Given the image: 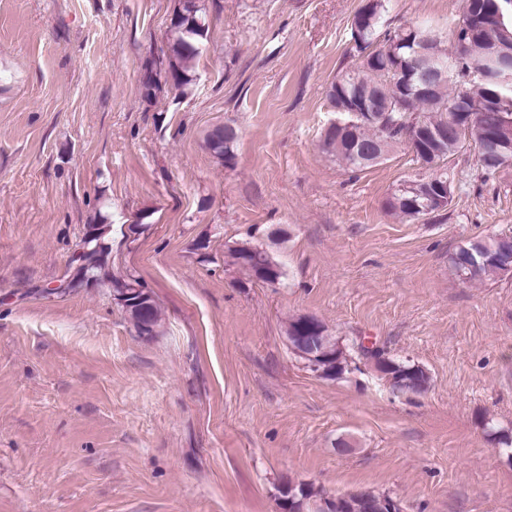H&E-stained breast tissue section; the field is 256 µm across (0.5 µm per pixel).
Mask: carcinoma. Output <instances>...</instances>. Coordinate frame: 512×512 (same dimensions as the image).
Here are the masks:
<instances>
[{
  "label": "carcinoma",
  "instance_id": "obj_1",
  "mask_svg": "<svg viewBox=\"0 0 512 512\" xmlns=\"http://www.w3.org/2000/svg\"><path fill=\"white\" fill-rule=\"evenodd\" d=\"M386 12V0H365L355 13L353 20L358 23V33L351 34L356 42L357 51L362 53L359 62L339 72L330 83L328 100L336 109V121L322 133L323 150L336 163L352 172L362 171L383 161L382 154L404 143L405 130L415 120L427 128H440L448 125V113L441 110L440 103L461 102L472 107L481 105L488 97H494L492 106L477 112V127L481 131L498 133L512 147V62L488 59L484 55L485 42L498 37L494 29L485 32L484 39L469 42L466 55L448 53L445 37L435 29L408 24L394 30L381 31L383 16ZM202 9L196 0H185L179 22L169 27V48L167 55L166 80L176 90H182L192 81L191 71L200 54V44L206 37L207 28L202 24ZM429 40V55L436 63L446 65L451 74L461 69L481 68L483 78L477 81V87L466 95L461 94L457 80H450L436 86L429 96L414 92L418 79L423 75L424 67L411 65L416 47L423 40ZM375 93L380 107V119L374 123H361L350 117L347 112L338 111L339 105L356 100L366 91ZM237 130L229 133L217 127L207 134V143L214 155L221 161L230 163L235 158ZM432 150L439 152L437 158L444 162L448 158L461 154L458 137L450 135L446 140L436 143ZM384 208L391 214L408 222H419L425 213L417 209L412 194L396 186L387 196ZM93 236L77 244L76 257L70 259L67 275L57 293L76 291L75 282L86 277L100 284L108 282L117 298L125 291L139 286L135 279L112 277V244L109 238L110 225L105 221L89 225ZM512 237L495 235L470 241L460 247L450 257L456 273L464 281L485 283L505 275L504 268L496 260V255ZM255 244L248 240L236 242L227 247L232 263L242 270L248 278H253L247 267L249 251ZM266 265L261 271L273 276L263 283L274 285L284 277L281 265L265 248H260ZM135 329H141L143 318L159 323V311L153 297H148L146 313L138 307L124 306ZM388 364V375L384 379L392 391L405 392L398 382L396 371L410 366V361L384 358Z\"/></svg>",
  "mask_w": 512,
  "mask_h": 512
}]
</instances>
